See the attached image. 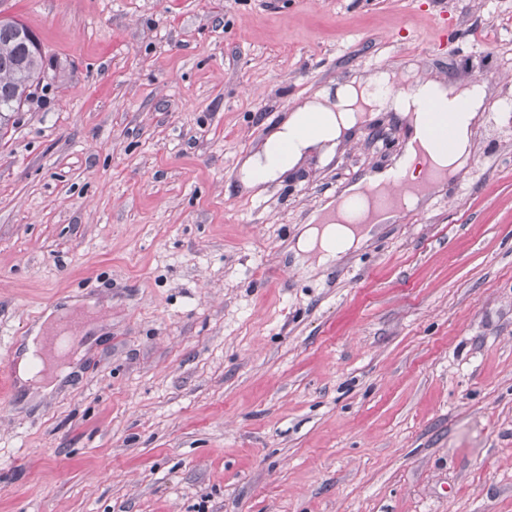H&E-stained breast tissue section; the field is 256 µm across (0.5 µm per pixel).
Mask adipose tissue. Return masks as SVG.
Masks as SVG:
<instances>
[{
    "instance_id": "ef3b65f1",
    "label": "adipose tissue",
    "mask_w": 512,
    "mask_h": 512,
    "mask_svg": "<svg viewBox=\"0 0 512 512\" xmlns=\"http://www.w3.org/2000/svg\"><path fill=\"white\" fill-rule=\"evenodd\" d=\"M486 97L484 85L444 84L437 81L416 82L411 94L392 92L389 73L378 72L368 81H352L335 92H321L298 100L287 117L259 149L244 158L239 167L238 184L249 191L276 181L314 151L330 153L355 127L364 124L371 113L389 109L409 130L404 152L395 167L370 172L347 185L341 194L313 213L290 250L296 259L316 254L318 266L325 267L339 256L364 245L382 225L401 220L405 211L424 205L425 193L408 196L404 209L368 211L357 222L348 221L345 204L365 199L396 177L412 185L428 183L441 188L447 176L460 173L472 154L473 128ZM430 155L441 178H427L419 162ZM60 317L59 310L48 309L25 337L16 362L20 385L28 389V400L51 393L60 376L43 379L34 376L32 364L46 335Z\"/></svg>"
}]
</instances>
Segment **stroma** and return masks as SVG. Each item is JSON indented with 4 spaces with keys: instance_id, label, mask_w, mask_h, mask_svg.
Returning <instances> with one entry per match:
<instances>
[{
    "instance_id": "1",
    "label": "stroma",
    "mask_w": 512,
    "mask_h": 512,
    "mask_svg": "<svg viewBox=\"0 0 512 512\" xmlns=\"http://www.w3.org/2000/svg\"><path fill=\"white\" fill-rule=\"evenodd\" d=\"M50 60L0 139V372L90 298L79 374L0 386V512H512V0H0ZM488 95L472 159L329 267L289 247L392 166L382 115L240 191L296 99ZM94 304L95 300L93 299H74L68 303L66 310L48 309L43 317L32 326L29 336H26L23 341L16 362L19 384L26 389L27 385H30L32 388V390L30 389L27 393L28 401L33 402L41 395L51 393L58 384L72 372V368L68 366L48 380L42 377L34 378L32 364L36 358V354L40 352L43 346V341L47 337L46 335L53 329L59 317L65 312L73 311L80 308L82 305L92 306Z\"/></svg>"
}]
</instances>
